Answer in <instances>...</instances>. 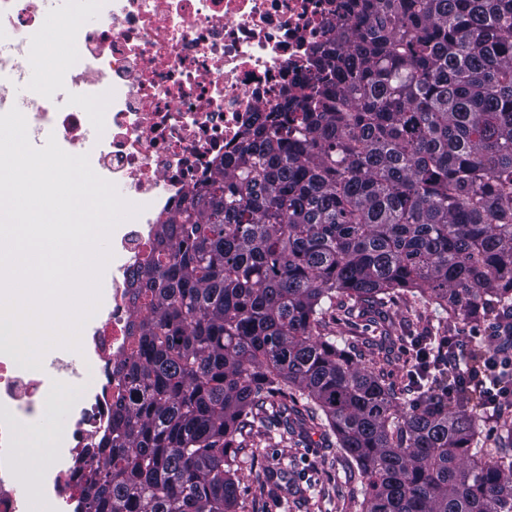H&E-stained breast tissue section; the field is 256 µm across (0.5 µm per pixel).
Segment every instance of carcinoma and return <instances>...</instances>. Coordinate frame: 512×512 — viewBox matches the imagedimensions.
<instances>
[{
  "mask_svg": "<svg viewBox=\"0 0 512 512\" xmlns=\"http://www.w3.org/2000/svg\"><path fill=\"white\" fill-rule=\"evenodd\" d=\"M314 84L160 225L133 272L127 396L76 512H235L262 399L358 464L362 512H512V463L473 449L461 393L402 411L324 330L417 294L512 316V0H348ZM311 418L288 416V396Z\"/></svg>",
  "mask_w": 512,
  "mask_h": 512,
  "instance_id": "obj_1",
  "label": "carcinoma"
}]
</instances>
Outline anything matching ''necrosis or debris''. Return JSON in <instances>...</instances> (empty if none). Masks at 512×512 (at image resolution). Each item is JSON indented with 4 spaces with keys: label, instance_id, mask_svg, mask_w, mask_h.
Masks as SVG:
<instances>
[{
    "label": "necrosis or debris",
    "instance_id": "1",
    "mask_svg": "<svg viewBox=\"0 0 512 512\" xmlns=\"http://www.w3.org/2000/svg\"><path fill=\"white\" fill-rule=\"evenodd\" d=\"M44 15V0H0V75L33 91L18 103L0 96V110L18 108L32 135L55 127L64 151L87 154L143 210L112 233V288L84 326L81 361L63 350L50 371H34L0 351V512H76L81 474L124 392L131 273L153 253L155 224L222 171L256 117L298 93L314 47L351 22L345 0H69L68 56L35 68ZM100 98L104 110L90 111ZM57 376L75 397L47 450L52 467L25 492L14 440L48 412Z\"/></svg>",
    "mask_w": 512,
    "mask_h": 512
}]
</instances>
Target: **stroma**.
Instances as JSON below:
<instances>
[{
  "instance_id": "stroma-1",
  "label": "stroma",
  "mask_w": 512,
  "mask_h": 512,
  "mask_svg": "<svg viewBox=\"0 0 512 512\" xmlns=\"http://www.w3.org/2000/svg\"><path fill=\"white\" fill-rule=\"evenodd\" d=\"M378 313L385 321L381 331L366 318L342 312L331 327L346 339L351 354L395 391L405 408L415 397L406 376V347L411 337L436 331L438 314L408 294L395 295ZM242 441L233 465L239 487L237 512H360V471L335 437L318 430L304 438L283 435L267 410L246 429Z\"/></svg>"
}]
</instances>
